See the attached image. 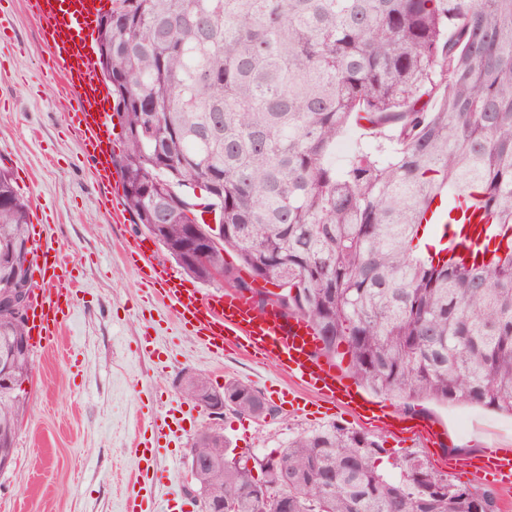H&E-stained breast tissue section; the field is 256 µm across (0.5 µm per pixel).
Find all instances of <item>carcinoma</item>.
Returning a JSON list of instances; mask_svg holds the SVG:
<instances>
[{
    "instance_id": "1",
    "label": "carcinoma",
    "mask_w": 512,
    "mask_h": 512,
    "mask_svg": "<svg viewBox=\"0 0 512 512\" xmlns=\"http://www.w3.org/2000/svg\"><path fill=\"white\" fill-rule=\"evenodd\" d=\"M102 16L125 204L178 267L250 289L234 252L314 324L320 354L346 345L352 377L412 414L424 398L512 414V0H112ZM352 122L375 139L338 165ZM29 254L28 204L0 166V296ZM26 335L0 306V352ZM32 371L18 351L17 390L0 391L12 445ZM192 390L276 413L238 379ZM383 451L331 425L256 480L209 428L189 457L200 512H500L493 490L415 458L382 472Z\"/></svg>"
}]
</instances>
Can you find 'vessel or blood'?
I'll list each match as a JSON object with an SVG mask.
<instances>
[{
    "mask_svg": "<svg viewBox=\"0 0 512 512\" xmlns=\"http://www.w3.org/2000/svg\"><path fill=\"white\" fill-rule=\"evenodd\" d=\"M31 4L42 22V36L52 48V69L74 102L70 124L95 171V189L108 206L109 221L128 223L117 195L109 90L91 61L92 26L102 11V0H31ZM33 244L28 330L36 346L45 349L56 342L68 318L78 282L61 249L38 238ZM125 247L139 257V276L149 295L167 301L186 333L212 353L223 354L225 343L239 344L325 402L346 408L377 430L392 433L400 428L403 419L396 407L367 399L345 381L334 363L317 355L320 342L307 319L284 316L274 303L256 311L252 299L235 290L206 294L186 285L167 264L154 259L151 237L132 236ZM490 475L500 487L512 488V448H494L476 457L469 478L483 480Z\"/></svg>",
    "mask_w": 512,
    "mask_h": 512,
    "instance_id": "b4317fda",
    "label": "vessel or blood"
}]
</instances>
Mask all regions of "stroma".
Segmentation results:
<instances>
[{
  "instance_id": "35a3bbf8",
  "label": "stroma",
  "mask_w": 512,
  "mask_h": 512,
  "mask_svg": "<svg viewBox=\"0 0 512 512\" xmlns=\"http://www.w3.org/2000/svg\"><path fill=\"white\" fill-rule=\"evenodd\" d=\"M0 27L8 33L0 40V165L11 169L28 206H39L43 238L69 255L81 285L59 347L32 353L29 411L16 439L15 464L0 473V512H120L133 488L141 427L169 410L180 411L182 436L157 455L163 478L150 492L161 510L178 500L177 512H199L189 448L202 430L220 428L238 453L259 459L278 454L303 431L337 424L367 432L344 408L318 418L282 403L288 383L277 367L232 346L223 356L209 355L178 328L168 306L157 303L144 312L146 288L124 252L125 239L144 228L108 222L28 0H0ZM188 374L205 377L219 391L228 380L245 381L277 406V414L260 421L215 416L184 394ZM420 416L443 430L442 447L379 434L385 473H395L398 460L416 457L462 483L465 475L438 466L443 449L467 459L488 448H512V416L494 409L426 401ZM463 417L468 427H460Z\"/></svg>"
}]
</instances>
